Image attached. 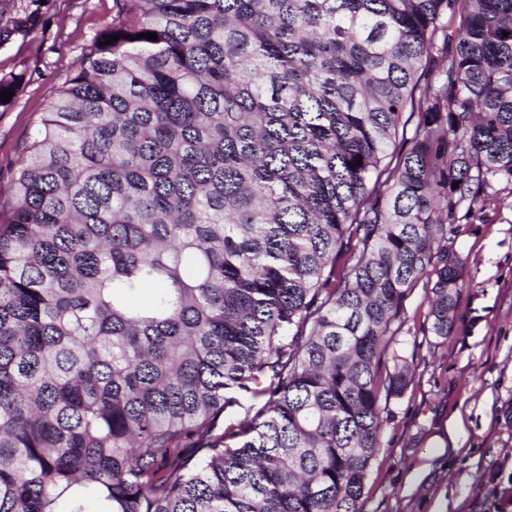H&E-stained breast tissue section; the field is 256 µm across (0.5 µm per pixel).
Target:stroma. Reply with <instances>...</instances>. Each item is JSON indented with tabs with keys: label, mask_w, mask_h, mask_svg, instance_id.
Instances as JSON below:
<instances>
[{
	"label": "stroma",
	"mask_w": 512,
	"mask_h": 512,
	"mask_svg": "<svg viewBox=\"0 0 512 512\" xmlns=\"http://www.w3.org/2000/svg\"><path fill=\"white\" fill-rule=\"evenodd\" d=\"M115 0H0V76L25 83L0 108V193L59 87L94 36L111 26ZM446 245L466 260L447 340L431 333L425 283L394 323L413 383L389 404L362 512H497L512 487V184L493 183L474 206L448 215ZM461 414L457 448L441 451L447 422Z\"/></svg>",
	"instance_id": "35a3bbf8"
}]
</instances>
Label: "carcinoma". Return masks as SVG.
<instances>
[{"mask_svg": "<svg viewBox=\"0 0 512 512\" xmlns=\"http://www.w3.org/2000/svg\"><path fill=\"white\" fill-rule=\"evenodd\" d=\"M116 3L0 201V512H361L512 182V0Z\"/></svg>", "mask_w": 512, "mask_h": 512, "instance_id": "carcinoma-1", "label": "carcinoma"}]
</instances>
